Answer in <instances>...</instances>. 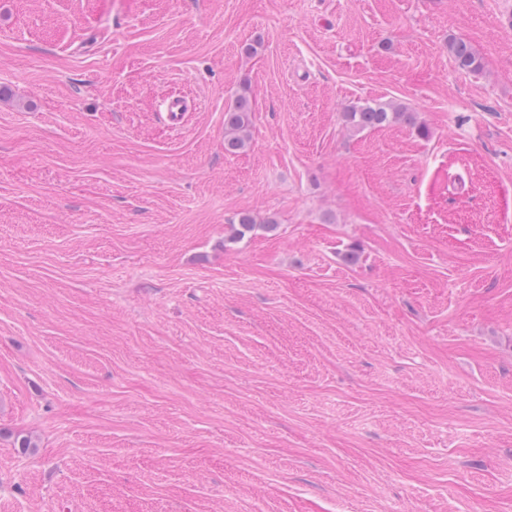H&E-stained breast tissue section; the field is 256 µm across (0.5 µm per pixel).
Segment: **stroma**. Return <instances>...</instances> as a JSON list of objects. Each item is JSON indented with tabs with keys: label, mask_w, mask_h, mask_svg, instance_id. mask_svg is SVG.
Returning <instances> with one entry per match:
<instances>
[{
	"label": "stroma",
	"mask_w": 512,
	"mask_h": 512,
	"mask_svg": "<svg viewBox=\"0 0 512 512\" xmlns=\"http://www.w3.org/2000/svg\"><path fill=\"white\" fill-rule=\"evenodd\" d=\"M509 8L0 0V512H512ZM448 51L459 69L468 72L481 70V59L474 48L463 39H454L448 44ZM251 107L246 95L236 97L224 113V151L235 153L249 142ZM415 114L408 107L392 101H375L348 106L344 112V118L346 125L357 131L401 122L415 128L419 134L425 135L426 131L421 124L417 123Z\"/></svg>",
	"instance_id": "obj_1"
}]
</instances>
